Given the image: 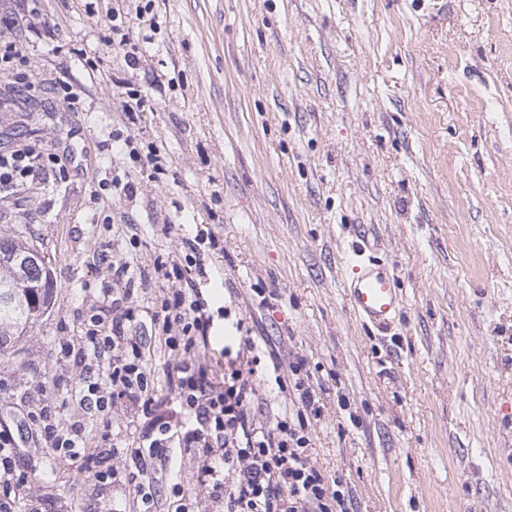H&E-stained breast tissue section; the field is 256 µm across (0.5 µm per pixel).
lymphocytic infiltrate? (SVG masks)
Listing matches in <instances>:
<instances>
[{"mask_svg": "<svg viewBox=\"0 0 512 512\" xmlns=\"http://www.w3.org/2000/svg\"><path fill=\"white\" fill-rule=\"evenodd\" d=\"M56 154L26 145L0 153V194L15 190L41 171H56ZM102 261L112 271L113 287L100 289L86 319L83 336L60 345L62 358L80 370V381L71 393L79 412L64 414L62 406L45 405L29 412L46 447L62 458H74L86 441L84 413L105 411L130 402L140 415L134 433L138 444L124 452L112 440L111 420L96 429L98 447L112 460L99 468L95 456L85 460L86 471L101 485L124 476L123 462L165 460L170 449L198 448L202 451L198 480L224 512H348L345 495L330 489L319 469L309 460L311 439L308 417H320L319 397L305 386L302 357L288 364V378L296 396L267 425H256L250 408L259 398L253 370L229 368L223 381H214L208 370L192 359L208 347L209 321L192 287L166 292L154 313L165 335L164 344L182 350L185 358L173 395L156 393L151 372L142 364V345L127 333L137 314L127 301L135 280L126 256L111 252ZM123 291H115V284ZM106 360L105 373L93 372L92 364Z\"/></svg>", "mask_w": 512, "mask_h": 512, "instance_id": "lymphocytic-infiltrate-1", "label": "lymphocytic infiltrate"}]
</instances>
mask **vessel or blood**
Listing matches in <instances>:
<instances>
[{
    "label": "vessel or blood",
    "mask_w": 512,
    "mask_h": 512,
    "mask_svg": "<svg viewBox=\"0 0 512 512\" xmlns=\"http://www.w3.org/2000/svg\"><path fill=\"white\" fill-rule=\"evenodd\" d=\"M353 268L356 275L348 286V298L355 314L377 328H389L403 302L393 274L384 265L360 258Z\"/></svg>",
    "instance_id": "1"
}]
</instances>
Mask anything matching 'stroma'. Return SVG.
<instances>
[{"label":"stroma","mask_w":512,"mask_h":512,"mask_svg":"<svg viewBox=\"0 0 512 512\" xmlns=\"http://www.w3.org/2000/svg\"><path fill=\"white\" fill-rule=\"evenodd\" d=\"M29 2L0 0L36 86L0 76V153L31 142L69 175L0 198V234L37 237L54 287L0 363V423L68 397L59 343L112 285L106 243L141 269L128 333L169 394L182 357L151 323L153 263L208 228L199 361L223 369L254 338L263 420L289 402L277 370L303 356L323 404L310 458L350 512H512L497 432L512 396V0H100L120 9L112 32L86 0H40L47 39L22 19ZM62 81L81 86L78 110ZM115 178L136 196L99 189ZM363 235L403 295L384 333L346 295ZM18 458L12 512H138L130 482L91 483L36 438ZM147 477L158 512H212L196 449Z\"/></svg>","instance_id":"obj_1"}]
</instances>
